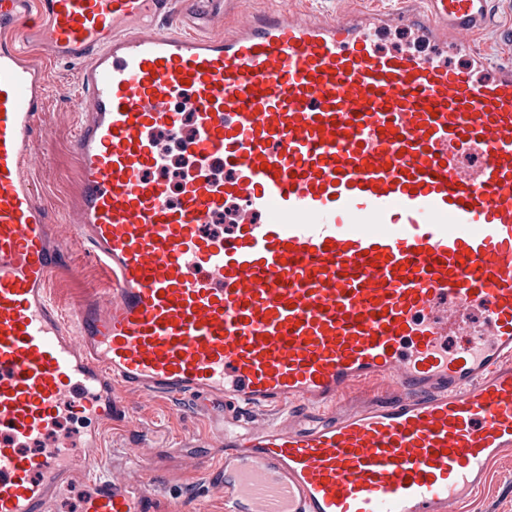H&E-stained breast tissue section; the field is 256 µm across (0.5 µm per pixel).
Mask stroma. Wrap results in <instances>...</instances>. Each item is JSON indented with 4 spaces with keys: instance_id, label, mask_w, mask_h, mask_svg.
Returning a JSON list of instances; mask_svg holds the SVG:
<instances>
[{
    "instance_id": "35a3bbf8",
    "label": "stroma",
    "mask_w": 512,
    "mask_h": 512,
    "mask_svg": "<svg viewBox=\"0 0 512 512\" xmlns=\"http://www.w3.org/2000/svg\"><path fill=\"white\" fill-rule=\"evenodd\" d=\"M291 9L312 16H343L360 9L393 11L398 0H291ZM495 23L477 37L476 46L492 61H512V0H497ZM79 64L49 60L45 63L47 94L44 98L42 137L31 145L39 164L29 177L48 205L53 223L64 225L75 197V163L69 142L78 121L73 92ZM70 272L53 283V294L62 312H70L86 297L107 292L110 283L85 252L69 250ZM195 435L196 448L218 453L217 443L204 434L202 422L191 412L189 400L153 401L131 397L119 404L112 426L101 432L103 452L95 460L98 470L125 471L132 466V452L141 443L154 449L146 465L156 512H224L221 496L207 491L203 473L186 472L180 443ZM450 512H512V452L491 466L482 488L465 505H451Z\"/></svg>"
}]
</instances>
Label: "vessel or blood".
<instances>
[{
    "instance_id": "1",
    "label": "vessel or blood",
    "mask_w": 512,
    "mask_h": 512,
    "mask_svg": "<svg viewBox=\"0 0 512 512\" xmlns=\"http://www.w3.org/2000/svg\"><path fill=\"white\" fill-rule=\"evenodd\" d=\"M174 0H0V512H154L94 470L119 398L189 399L227 512H448L512 452V64L494 0L278 6L221 37ZM409 27L417 42L379 48ZM80 64L71 237L28 177L44 59ZM193 113L178 203L155 135ZM235 223L221 225L227 201ZM78 245L111 284L62 313ZM487 331L450 346L461 307ZM391 397L338 409L355 383ZM79 443L41 439L61 419ZM290 7L298 13L312 16H343L360 9L365 11H393L398 0H290ZM494 10V28L478 35L476 46L494 62L512 61V0H497Z\"/></svg>"
}]
</instances>
